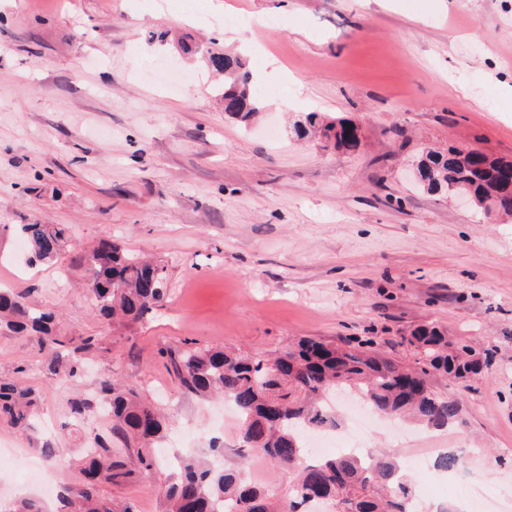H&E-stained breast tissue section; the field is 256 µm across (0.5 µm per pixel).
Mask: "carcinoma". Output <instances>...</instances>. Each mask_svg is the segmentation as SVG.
I'll use <instances>...</instances> for the list:
<instances>
[{"label":"carcinoma","instance_id":"obj_1","mask_svg":"<svg viewBox=\"0 0 512 512\" xmlns=\"http://www.w3.org/2000/svg\"><path fill=\"white\" fill-rule=\"evenodd\" d=\"M224 72V114L241 122L259 111L251 94V75L239 57L217 60ZM340 120L326 122L311 113L294 126L303 136L320 125L332 131ZM422 184L430 192L469 193L484 205L495 199L512 206V167L480 153L428 151L417 163ZM32 261L58 258L68 237L61 224H21ZM72 263L84 268L88 288L100 316L106 320L141 322L160 310L167 299L164 267L128 253L117 242L102 239L90 252L77 253ZM54 313L33 308L26 296L0 289V331L25 333L44 355L52 375L77 378L82 356L98 348L94 336H58ZM372 339L338 346L314 338L289 343L273 358L241 356L222 348L184 346L168 352V366L182 392L200 397L222 396L234 402L241 418L242 442L272 464L292 471L296 479L288 496L273 504L268 494L248 484L242 470L226 469L213 461L202 465L183 460L176 477L163 489L165 512H311L312 496L339 505V512H411L414 487L399 475L395 462L378 457L360 460L349 455L310 461L302 435L310 429H334L335 415L322 405L332 391L348 388L375 412L409 416L433 429L455 425L462 402L454 394H439L430 379L441 375L465 391L475 390L476 376L494 358L495 347L480 354L463 342H453L434 325H422L400 336L414 359L403 362L377 348ZM99 395L112 410V431L132 442L137 467L115 451L102 436L86 449L81 483L68 490L60 512H134L101 494L105 484L130 483L152 471L151 448L164 437L166 422L159 409L142 399L137 389L107 374ZM39 412L35 391L0 380V422L30 429ZM461 464L453 452L434 462L439 471H455Z\"/></svg>","mask_w":512,"mask_h":512}]
</instances>
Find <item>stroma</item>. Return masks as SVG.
<instances>
[{
  "label": "stroma",
  "mask_w": 512,
  "mask_h": 512,
  "mask_svg": "<svg viewBox=\"0 0 512 512\" xmlns=\"http://www.w3.org/2000/svg\"><path fill=\"white\" fill-rule=\"evenodd\" d=\"M277 17L244 30L229 16ZM242 55L260 110L229 119L211 59ZM512 0H0V288L58 313L68 336H95L77 379L47 374L36 343L0 333V379L34 389L35 431L0 424V512L23 498L59 512L79 483L104 373L168 417L155 470L107 484L106 498L162 512L163 454L195 456L213 438L224 464L284 496L288 471L242 456L223 400L182 394L161 353L193 342L244 355L288 339L398 338L435 324L497 346L452 429L367 432L394 459L417 512L463 504L512 512V219L420 186L424 149L469 147L512 160ZM345 118L361 145L297 139L306 113ZM64 224L69 243L32 265L15 227ZM164 266L168 298L141 323L100 319L71 256L103 238ZM113 447H123L120 437ZM474 448L467 468L497 486L493 506L430 468L435 449ZM51 453H44V446ZM37 458L41 478L21 467Z\"/></svg>",
  "instance_id": "obj_1"
}]
</instances>
